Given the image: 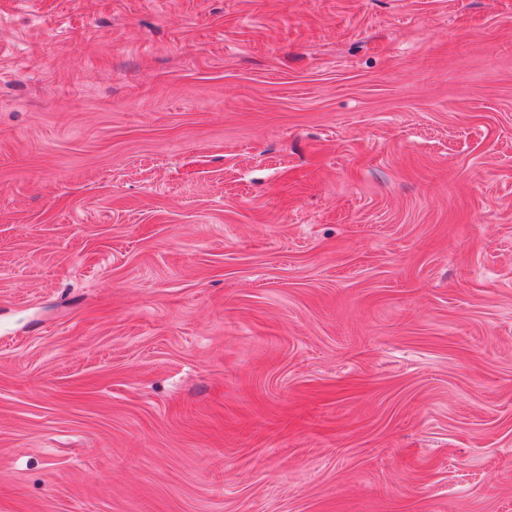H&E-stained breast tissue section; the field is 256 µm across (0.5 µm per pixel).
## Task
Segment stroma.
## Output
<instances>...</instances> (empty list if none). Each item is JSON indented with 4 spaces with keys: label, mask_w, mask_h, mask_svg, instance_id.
Wrapping results in <instances>:
<instances>
[{
    "label": "stroma",
    "mask_w": 512,
    "mask_h": 512,
    "mask_svg": "<svg viewBox=\"0 0 512 512\" xmlns=\"http://www.w3.org/2000/svg\"><path fill=\"white\" fill-rule=\"evenodd\" d=\"M0 512H512V0H0Z\"/></svg>",
    "instance_id": "stroma-1"
}]
</instances>
